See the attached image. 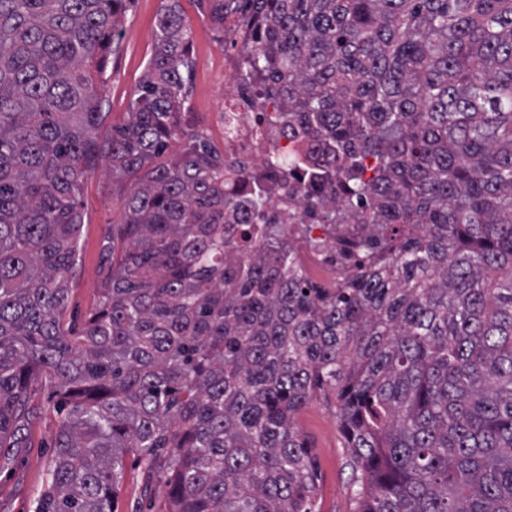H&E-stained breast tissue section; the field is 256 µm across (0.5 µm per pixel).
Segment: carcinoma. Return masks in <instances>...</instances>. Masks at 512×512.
I'll list each match as a JSON object with an SVG mask.
<instances>
[{"label":"carcinoma","mask_w":512,"mask_h":512,"mask_svg":"<svg viewBox=\"0 0 512 512\" xmlns=\"http://www.w3.org/2000/svg\"><path fill=\"white\" fill-rule=\"evenodd\" d=\"M254 23L244 75L329 159L272 155L353 259L298 224H226L224 157L181 125L195 61L166 0L126 121L101 134L127 0H0V460L33 385L66 404L34 512H113L125 458L162 512H314L296 416L334 396L353 512H512V0H199ZM181 151L166 155L169 143ZM101 161L135 178L98 306L65 325ZM297 257L307 276L311 270L323 277L327 284H336V280L343 277L349 269L345 260L336 252L334 240L326 244L323 249L299 250Z\"/></svg>","instance_id":"carcinoma-1"}]
</instances>
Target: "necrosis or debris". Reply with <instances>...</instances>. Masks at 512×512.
Instances as JSON below:
<instances>
[{"label": "necrosis or debris", "instance_id": "obj_1", "mask_svg": "<svg viewBox=\"0 0 512 512\" xmlns=\"http://www.w3.org/2000/svg\"><path fill=\"white\" fill-rule=\"evenodd\" d=\"M249 25L233 16L224 22V176L235 192L249 188L256 176L267 173L265 163L271 154L288 151L312 161L323 158L321 147L305 133L292 128L273 127L270 113L262 111L255 89L242 80V57ZM254 224H305L313 238L325 237L305 200L289 188L288 181L272 177L271 200L265 212L251 216ZM303 271L315 272L331 284L343 277L348 266L335 244L298 254Z\"/></svg>", "mask_w": 512, "mask_h": 512}]
</instances>
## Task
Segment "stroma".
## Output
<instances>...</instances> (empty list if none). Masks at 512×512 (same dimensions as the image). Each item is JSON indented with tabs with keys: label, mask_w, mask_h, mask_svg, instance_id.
Segmentation results:
<instances>
[{
	"label": "stroma",
	"mask_w": 512,
	"mask_h": 512,
	"mask_svg": "<svg viewBox=\"0 0 512 512\" xmlns=\"http://www.w3.org/2000/svg\"><path fill=\"white\" fill-rule=\"evenodd\" d=\"M184 18L193 31L192 54L196 66L189 87L190 125L204 131L216 149H223L219 114L224 109V43L214 33L197 0H180ZM161 0H131L118 46L107 60V124L127 118L131 97L151 55ZM127 185L112 179L106 167L88 174L81 194L84 222L80 228L77 260L73 269L65 319L82 323L95 308L107 271L105 248L114 228L125 220L123 198ZM32 404L41 414L32 423L27 446L9 468L0 470V507L5 512H33V502L43 491L46 464L53 453L58 417L47 410L49 392L37 388ZM297 425L308 439L319 470L318 512H351V470L336 419L334 404L318 401L301 411ZM144 467L126 457L113 507L115 512H155L165 499V484L146 485Z\"/></svg>",
	"instance_id": "1"
}]
</instances>
